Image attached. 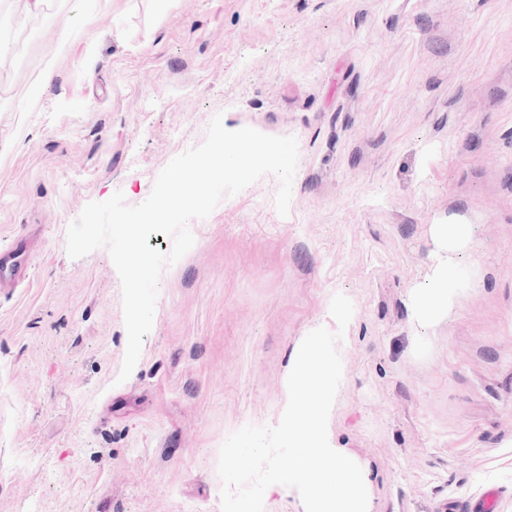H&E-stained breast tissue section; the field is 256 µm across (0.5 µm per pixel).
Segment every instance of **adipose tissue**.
Returning <instances> with one entry per match:
<instances>
[{"label":"adipose tissue","instance_id":"1","mask_svg":"<svg viewBox=\"0 0 512 512\" xmlns=\"http://www.w3.org/2000/svg\"><path fill=\"white\" fill-rule=\"evenodd\" d=\"M434 237L445 250L436 265L431 270L429 286L422 295L413 302L414 318L424 327L434 326L442 317L447 315L452 292L447 286L448 266L450 258L448 253L466 242L468 228L463 224H437L432 228Z\"/></svg>","mask_w":512,"mask_h":512}]
</instances>
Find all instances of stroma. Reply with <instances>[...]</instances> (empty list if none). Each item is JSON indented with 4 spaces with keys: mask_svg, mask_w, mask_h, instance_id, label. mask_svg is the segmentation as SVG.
Returning <instances> with one entry per match:
<instances>
[{
    "mask_svg": "<svg viewBox=\"0 0 512 512\" xmlns=\"http://www.w3.org/2000/svg\"><path fill=\"white\" fill-rule=\"evenodd\" d=\"M74 2L0 0V248L31 242L0 286V512H221L222 444L276 425L318 327L344 333L331 443L370 512H460L488 487L512 512V0H82L61 49ZM217 115L296 138L289 213L266 175L191 220L119 381V275L106 249L70 258L67 229L146 200ZM436 224L469 242L423 328Z\"/></svg>",
    "mask_w": 512,
    "mask_h": 512,
    "instance_id": "35a3bbf8",
    "label": "stroma"
}]
</instances>
